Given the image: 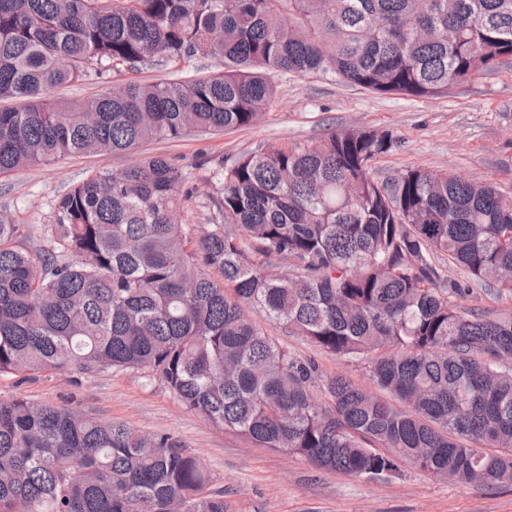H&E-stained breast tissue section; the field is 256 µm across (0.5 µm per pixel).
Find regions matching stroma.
<instances>
[{
  "label": "stroma",
  "mask_w": 512,
  "mask_h": 512,
  "mask_svg": "<svg viewBox=\"0 0 512 512\" xmlns=\"http://www.w3.org/2000/svg\"><path fill=\"white\" fill-rule=\"evenodd\" d=\"M281 93L256 125L228 132H191L173 141L150 142L127 153L85 155L31 167L0 178V208L15 212L30 229L27 244H44L42 233L56 201L101 167L119 171L151 155H165L192 176L196 194L183 211L189 224L220 216L212 203L213 159L262 143L306 142L331 130L388 131L400 145L372 164L378 179L408 169L445 170L489 183L512 197V67L479 75L450 96L423 99L377 95L319 76L284 75ZM462 287L459 307L496 315L512 313V294L448 270ZM260 328L296 357L313 361L321 377L347 376L367 390L376 385L357 358H338L280 325L258 318ZM24 397L82 410L143 433H166L195 454L224 491L229 512H512V484L493 488L434 478L409 462L379 481L316 469L306 459L262 448L216 428L188 410L162 385L141 375L107 370L0 376V399Z\"/></svg>",
  "instance_id": "stroma-1"
}]
</instances>
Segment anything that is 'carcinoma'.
Segmentation results:
<instances>
[{
	"label": "carcinoma",
	"mask_w": 512,
	"mask_h": 512,
	"mask_svg": "<svg viewBox=\"0 0 512 512\" xmlns=\"http://www.w3.org/2000/svg\"><path fill=\"white\" fill-rule=\"evenodd\" d=\"M126 80L78 102L84 78ZM512 64V0H0V175L256 124L274 75L374 94L450 95ZM398 144L348 128L260 144L215 165L224 223L186 224L195 187L163 155L102 167L54 205L46 246L0 213V375L143 372L213 426L321 471L382 479L409 461L459 484L512 482V315L466 311L444 266L512 292V198L410 169L377 180ZM218 274L219 278L212 277ZM336 357H365L394 401L294 358L251 313ZM228 512L168 434L0 399V512ZM224 70V62L218 58L197 57L194 59L190 66L186 67L182 73H179L176 78L189 79L192 77H199L218 73ZM163 74L164 71H161L156 65L147 63L141 65L138 71L125 73L123 76H110L107 79L98 80L91 78L58 88L53 92V96L63 100H81L102 94L112 87L113 80L117 82L128 79L151 81Z\"/></svg>",
	"instance_id": "1"
}]
</instances>
